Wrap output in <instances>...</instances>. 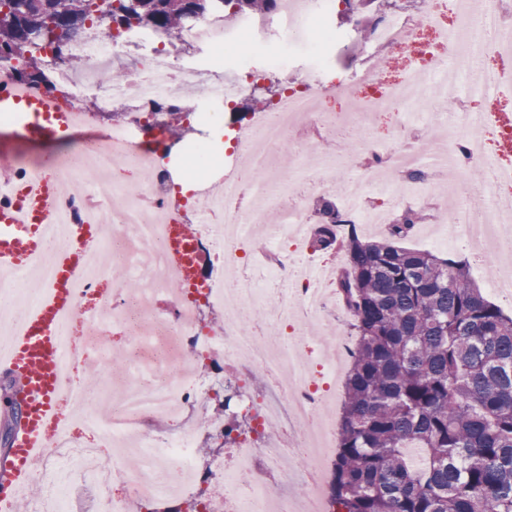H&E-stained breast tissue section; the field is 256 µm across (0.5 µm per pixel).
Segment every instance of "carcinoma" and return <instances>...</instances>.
I'll return each instance as SVG.
<instances>
[{"label":"carcinoma","instance_id":"obj_1","mask_svg":"<svg viewBox=\"0 0 512 512\" xmlns=\"http://www.w3.org/2000/svg\"><path fill=\"white\" fill-rule=\"evenodd\" d=\"M280 0H112V31L156 29L181 37L189 18L271 11ZM346 20L375 0H346ZM99 18L95 0H18L0 17V57L14 77L48 79L53 59L83 68L64 38ZM312 246L348 258L338 295L357 343L345 381L337 451L328 485L332 512H512V317L486 300L465 264L399 246L424 220L400 213L380 240L363 237L336 203L320 198Z\"/></svg>","mask_w":512,"mask_h":512}]
</instances>
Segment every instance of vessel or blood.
<instances>
[{"label": "vessel or blood", "mask_w": 512, "mask_h": 512, "mask_svg": "<svg viewBox=\"0 0 512 512\" xmlns=\"http://www.w3.org/2000/svg\"><path fill=\"white\" fill-rule=\"evenodd\" d=\"M0 112H9L26 138H56L72 130L69 113L58 110L51 99L36 97L15 87L0 92ZM42 176L16 186L11 204L0 206V273H36L52 240L47 229L58 222L61 202L68 185L50 178L53 155L41 159ZM68 249L57 252L56 268L49 280L38 281L39 303L26 311L17 333L0 352V365L18 377L21 386L22 419L9 448L0 453V512H14L17 491L44 457L49 435L60 421L55 398L60 393L56 370L58 327L77 308L71 281L82 272L84 252L97 249L102 231L88 225L73 228ZM193 228L170 225L166 239L168 264L177 271L179 287L196 282V265L191 254Z\"/></svg>", "instance_id": "b4317fda"}]
</instances>
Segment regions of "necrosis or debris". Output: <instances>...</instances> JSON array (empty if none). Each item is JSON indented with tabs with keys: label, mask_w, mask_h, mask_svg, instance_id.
<instances>
[{
	"label": "necrosis or debris",
	"mask_w": 512,
	"mask_h": 512,
	"mask_svg": "<svg viewBox=\"0 0 512 512\" xmlns=\"http://www.w3.org/2000/svg\"><path fill=\"white\" fill-rule=\"evenodd\" d=\"M344 0H281L275 12L225 19L215 11L187 25L182 41L197 50L241 48L233 66L211 77L207 65L173 49L160 31H135L101 41L88 25L68 51L88 68L52 69V100L90 122L84 102L119 100L129 106L124 122L96 139H71L55 176L87 181L96 201L86 212L83 199L62 202L63 243L71 224L112 226L105 248L89 253L74 288L75 314L61 327L58 370L71 408L51 435L48 467L37 472L43 487L35 512H73L72 477L87 471L93 486H120L102 512H327L326 472L335 428L321 414L332 395L314 374L316 342L309 331L328 308L302 262L295 227L310 220V202L335 191L336 165L359 167L361 180L347 184L339 208L361 224H388L400 212H432L448 227L449 239L464 238L478 262L500 261L493 282L497 293L512 295V161L500 152L512 140V73L488 59L484 27L502 46L512 45V0H496L491 12L463 8L460 0H415L409 9L381 13L370 39L357 26L334 25ZM466 39L456 54L463 72L449 69L443 51L449 35ZM113 77L101 83L97 67ZM292 71L276 98L237 128L223 159L207 157L197 143L185 175L197 188L179 201L180 186L160 152L161 137H148L145 108L155 101H178L186 86L201 93L191 104L196 122L218 123L226 107L253 93L260 81ZM478 99L482 110L469 106ZM456 103L458 132L451 142L364 136L378 114L394 115L399 130L428 105L446 110ZM300 137L302 162L287 169L272 165L290 133ZM350 134L347 154L323 153L324 140ZM221 166L222 190L207 193L210 171ZM412 169L425 177L408 193L380 186L388 206L355 203L362 185L391 172ZM203 211L195 225L193 250L199 264L194 287L174 289L165 255V227ZM265 229L273 253L257 259L250 241ZM134 272L150 282L147 290L108 284L109 268ZM287 286L290 301L273 303L269 284ZM173 292L171 306L155 308L156 297ZM222 313L217 324L202 322L200 311ZM80 332L82 347L72 345ZM126 339L127 369L112 368L113 337ZM100 369L101 390L111 408L98 410L78 367ZM224 365L235 381V413L250 422L235 438L234 462L223 457L198 460L201 433L223 436L227 418L214 408L222 379L202 365ZM261 366L266 378L255 386L249 369Z\"/></svg>",
	"instance_id": "1"
}]
</instances>
